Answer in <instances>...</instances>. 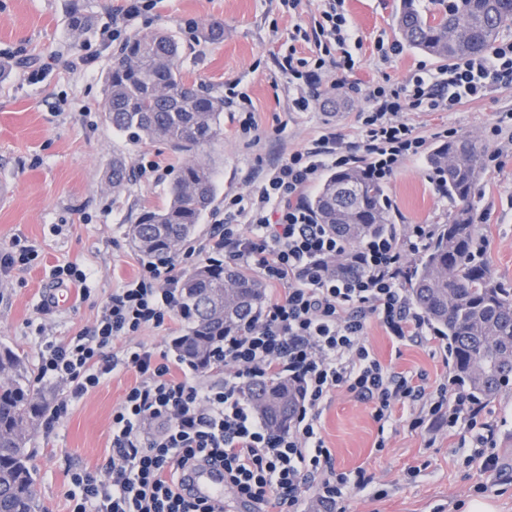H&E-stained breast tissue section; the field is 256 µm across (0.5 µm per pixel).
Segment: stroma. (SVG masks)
<instances>
[{"label": "stroma", "mask_w": 512, "mask_h": 512, "mask_svg": "<svg viewBox=\"0 0 512 512\" xmlns=\"http://www.w3.org/2000/svg\"><path fill=\"white\" fill-rule=\"evenodd\" d=\"M118 0H0V49L23 51L22 62L0 71V182L13 187L0 202V249L15 239L39 252L37 262L13 270L0 283V345L22 355L36 371L45 340H66L90 326L112 289L133 277L142 259L129 229L143 211L161 207L179 168L188 160L208 162L217 195L199 226L205 237L224 215V199L256 190L262 176L279 158L310 146L325 128L345 141L359 139L362 98L357 89L371 83L396 87L417 65L437 67L438 61L411 49L381 58L378 36L398 40L395 11L399 0H345L353 27L347 48L356 60L340 88L322 85L311 110L298 112L288 101V81L277 61L279 51L296 48L307 55L316 41L315 23L323 0H300L287 10L282 0H167L164 10L131 27V34L162 30L179 44L186 79L200 89L223 93L238 84L253 103L256 136L242 135L241 115L224 109V136L192 152H178L162 142L138 143L112 132L102 119V86L120 43L100 44L99 29L112 20ZM81 10L91 27L73 39L69 18ZM224 37H209L213 25ZM307 32L295 38L296 28ZM94 53L90 68L77 69L75 57ZM49 69H42V62ZM512 113V83L452 112H411L408 120L424 135L453 127L462 137H479L499 113ZM121 155L128 169L142 159L161 162L160 180L134 179L121 193L112 191V157ZM434 171L427 160L404 162L386 190L395 226L443 224L453 209L445 192L430 182ZM485 240L484 256L495 276L512 287V154L498 167H485L474 197ZM73 263L87 269L86 292H74L66 309L43 310L55 288V266ZM367 343L382 362L408 375H424L435 386L454 374L437 344L397 343L377 323L367 329ZM136 381L124 371L103 381L80 400L54 434L37 431L30 446L36 490L45 512H68V470L95 469L112 442V411ZM496 424L497 453L503 474L480 475L467 467L466 449L447 430L426 434L408 428V413L396 409L395 420L379 427L369 407L346 392L332 397L323 417L321 436L337 469L351 473L365 468L382 489L379 498L353 495L347 512H467L478 482L498 512H512V389L488 402ZM387 446L376 449L378 437Z\"/></svg>", "instance_id": "1"}]
</instances>
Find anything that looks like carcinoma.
<instances>
[{
    "instance_id": "cac0c4a2",
    "label": "carcinoma",
    "mask_w": 512,
    "mask_h": 512,
    "mask_svg": "<svg viewBox=\"0 0 512 512\" xmlns=\"http://www.w3.org/2000/svg\"><path fill=\"white\" fill-rule=\"evenodd\" d=\"M395 20L409 47L450 61L495 44L512 24V0H448L435 12L420 0H400ZM223 112L222 96L187 83L179 44L162 31L131 37L109 68L103 119L136 142L161 141L190 152L224 135ZM484 154L483 144L468 137L432 150L429 165L442 173L453 210L405 276L411 302L448 343L456 382L479 402L512 385V288L477 254L473 199ZM130 181L124 160L112 159V190L123 191ZM215 192L207 162L184 164L167 203L145 211L132 226L138 251L160 261L170 258L192 238ZM309 204L320 223L336 228L351 244L391 223L385 186L359 167L328 175ZM183 288L189 328L175 348L185 361L207 369L224 330L248 320L264 291L243 271L212 265L186 276ZM245 394L272 431L288 428L296 387L271 378L249 384ZM46 410L24 359L0 345V512L41 510L28 444Z\"/></svg>"
}]
</instances>
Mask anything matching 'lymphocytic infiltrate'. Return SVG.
Listing matches in <instances>:
<instances>
[{"label":"lymphocytic infiltrate","instance_id":"lymphocytic-infiltrate-1","mask_svg":"<svg viewBox=\"0 0 512 512\" xmlns=\"http://www.w3.org/2000/svg\"><path fill=\"white\" fill-rule=\"evenodd\" d=\"M163 0H123L111 25L100 31L108 44L123 40L142 16L158 13ZM321 38L311 55L288 50L280 70L293 90L291 106L305 112L329 70L348 72L356 61L331 56L333 45L352 36L345 0H326ZM512 83V40L487 52L459 57L437 68L420 67L398 88L369 85L363 98L361 142L346 145L326 129L314 147L289 152L270 168L253 193L224 202V221L184 247L179 261L144 262L113 289L93 324L74 336L45 341L37 379L63 385L65 396L43 422L53 433L73 401L102 381L132 371L137 382L112 412V451L96 470L70 474L69 512H225L223 503L182 493V477L201 464L224 469L231 499L258 504L262 512H300L306 492L321 504L344 503L352 492L371 489L366 469L338 470L319 434L323 412L343 390L369 405L373 419L388 423L395 407L410 408L412 429L430 423L458 436L467 465L500 472L495 425L469 394H449L447 383L428 388L381 362L365 341L377 321L396 341L428 340L431 326L401 286L410 255L424 250L435 227L410 224L400 233L371 234L349 243L319 223L306 194L327 168L363 167L389 182L410 158L428 151V140L406 120L409 112H451ZM245 219L249 232L237 221ZM207 262L256 271L267 285L282 286L245 323L225 333L216 349L218 372L189 367L171 374L166 353L138 343L145 328L164 327L183 314L182 266L198 256ZM126 348H117L120 339ZM288 379L299 403L286 432L274 433L244 394L252 381Z\"/></svg>","mask_w":512,"mask_h":512}]
</instances>
